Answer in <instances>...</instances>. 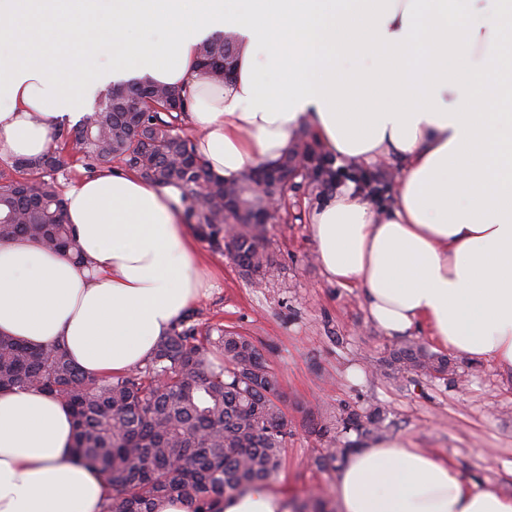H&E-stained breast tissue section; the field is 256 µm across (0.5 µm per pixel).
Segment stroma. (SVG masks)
<instances>
[{
    "instance_id": "obj_1",
    "label": "stroma",
    "mask_w": 512,
    "mask_h": 512,
    "mask_svg": "<svg viewBox=\"0 0 512 512\" xmlns=\"http://www.w3.org/2000/svg\"><path fill=\"white\" fill-rule=\"evenodd\" d=\"M330 166L359 178L379 175L371 201L390 206L401 169L397 164L357 163L331 157ZM332 194L326 185L296 178L264 247L277 272L254 284L228 253L196 247L204 261L208 293L195 307L205 323H218L253 339L277 380L275 403L287 443L278 474L269 485L292 502L318 495L330 512H342L335 486L339 466L329 456L331 440L356 442V432L337 427L342 408H381L385 434L451 462L479 483L512 496V373L488 362L457 359L448 379L408 374L394 380L377 369L393 345L370 320L361 291L329 280L321 268L307 217ZM329 426L330 437L318 436Z\"/></svg>"
}]
</instances>
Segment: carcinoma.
I'll return each instance as SVG.
<instances>
[{
    "instance_id": "cac0c4a2",
    "label": "carcinoma",
    "mask_w": 512,
    "mask_h": 512,
    "mask_svg": "<svg viewBox=\"0 0 512 512\" xmlns=\"http://www.w3.org/2000/svg\"><path fill=\"white\" fill-rule=\"evenodd\" d=\"M201 71L217 81L233 73L236 44L220 34L199 48ZM189 102L181 91L134 79L100 96L93 110L53 139L69 149L86 171L118 163L159 185H175L187 217L211 248L223 251L234 229L231 253L244 274L260 284L273 276L275 260L265 250V226L249 215L270 197L288 192V165L262 188L250 176L226 185L198 158L192 140L180 135ZM0 172V242L29 238L46 249L80 258L55 174L60 157L48 150L11 162ZM189 309L144 364L124 373L90 379L57 343L32 347L0 336V390L31 388L68 405L74 420V454L95 469L108 496L103 512H153L169 496L191 512H220L226 494L266 482L279 470L286 448L284 423L273 398L277 381L253 340L222 325H201ZM220 351L219 365L208 362ZM395 379L407 373L455 374L448 356L418 342L393 346L381 359ZM380 409H345L343 430L378 426Z\"/></svg>"
}]
</instances>
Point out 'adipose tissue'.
Wrapping results in <instances>:
<instances>
[{
  "label": "adipose tissue",
  "instance_id": "1",
  "mask_svg": "<svg viewBox=\"0 0 512 512\" xmlns=\"http://www.w3.org/2000/svg\"><path fill=\"white\" fill-rule=\"evenodd\" d=\"M236 37L233 77L199 47ZM0 160L31 157L84 98L128 77L187 90L195 151L233 184L298 132L363 164L403 165L390 209L346 187L310 218L319 262L361 289L390 336L426 327L458 356L512 372V0H0ZM82 262L0 243V334L63 344L86 376L144 364L207 286L181 190L116 165L63 192ZM70 409L0 392V512H103L75 463ZM344 512H512V496L399 439L341 465ZM222 512H287L267 484Z\"/></svg>",
  "mask_w": 512,
  "mask_h": 512
}]
</instances>
